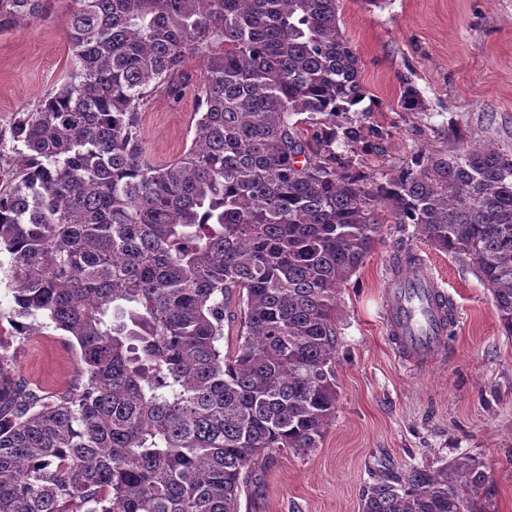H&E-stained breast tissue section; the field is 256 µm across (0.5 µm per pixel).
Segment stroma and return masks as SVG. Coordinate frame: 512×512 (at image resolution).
Here are the masks:
<instances>
[{"mask_svg":"<svg viewBox=\"0 0 512 512\" xmlns=\"http://www.w3.org/2000/svg\"><path fill=\"white\" fill-rule=\"evenodd\" d=\"M72 0H51L47 18L0 32V131L35 109L71 71L66 16ZM339 26L357 53L363 102L383 132L375 146L345 148L354 168L384 180L419 150H455L459 139L512 151V0H340ZM422 111L400 104L404 82ZM192 91L151 93L140 114L143 151L177 159L196 135ZM407 243L444 287L458 316L442 360L402 363L383 326V289L398 243ZM10 256L0 254V337L31 386L68 387L75 362L53 328L19 334L11 322ZM336 415L314 451L274 453L260 489L240 512H359L369 473L434 465L470 454L483 460L496 495L491 512H512V336L470 260L438 251L388 224L338 296Z\"/></svg>","mask_w":512,"mask_h":512,"instance_id":"stroma-1","label":"stroma"}]
</instances>
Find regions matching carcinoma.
<instances>
[{
  "label": "carcinoma",
  "mask_w": 512,
  "mask_h": 512,
  "mask_svg": "<svg viewBox=\"0 0 512 512\" xmlns=\"http://www.w3.org/2000/svg\"><path fill=\"white\" fill-rule=\"evenodd\" d=\"M49 3L0 0V31ZM73 3L70 77L11 126L0 251L15 325L61 332L76 371L42 395L0 351V512H239L272 453L334 418L337 296L384 224L472 259L512 335V152L421 151L384 181L311 157L302 124L364 138L339 0ZM190 83L197 134L156 164L148 90ZM400 103L423 108L408 82ZM493 488L469 455L378 470L360 512H489Z\"/></svg>",
  "instance_id": "carcinoma-1"
}]
</instances>
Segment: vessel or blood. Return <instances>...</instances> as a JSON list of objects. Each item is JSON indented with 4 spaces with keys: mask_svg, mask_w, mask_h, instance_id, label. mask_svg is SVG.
Instances as JSON below:
<instances>
[{
    "mask_svg": "<svg viewBox=\"0 0 512 512\" xmlns=\"http://www.w3.org/2000/svg\"><path fill=\"white\" fill-rule=\"evenodd\" d=\"M441 285L427 268L416 266L390 275L385 295V325L399 359L427 368L446 345L444 313L434 302Z\"/></svg>",
    "mask_w": 512,
    "mask_h": 512,
    "instance_id": "b4317fda",
    "label": "vessel or blood"
}]
</instances>
